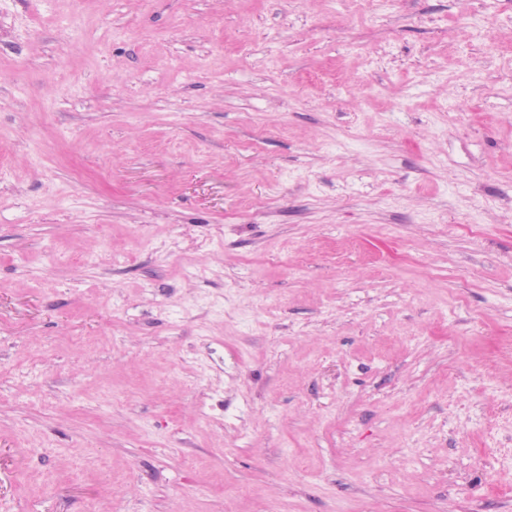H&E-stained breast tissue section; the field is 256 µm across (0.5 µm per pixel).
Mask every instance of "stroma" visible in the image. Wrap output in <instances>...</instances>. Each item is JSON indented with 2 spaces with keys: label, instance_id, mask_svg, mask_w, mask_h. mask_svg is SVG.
Wrapping results in <instances>:
<instances>
[{
  "label": "stroma",
  "instance_id": "35a3bbf8",
  "mask_svg": "<svg viewBox=\"0 0 512 512\" xmlns=\"http://www.w3.org/2000/svg\"><path fill=\"white\" fill-rule=\"evenodd\" d=\"M512 512V0H0V512Z\"/></svg>",
  "mask_w": 512,
  "mask_h": 512
}]
</instances>
